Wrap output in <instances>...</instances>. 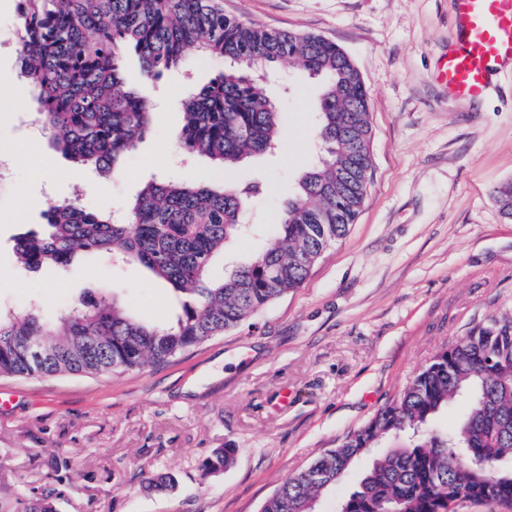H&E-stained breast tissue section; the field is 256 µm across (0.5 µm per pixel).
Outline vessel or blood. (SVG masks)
<instances>
[{"label":"vessel or blood","instance_id":"vessel-or-blood-1","mask_svg":"<svg viewBox=\"0 0 512 512\" xmlns=\"http://www.w3.org/2000/svg\"><path fill=\"white\" fill-rule=\"evenodd\" d=\"M455 47L440 60L437 79L451 99L476 101L492 77L512 65V0H455Z\"/></svg>","mask_w":512,"mask_h":512}]
</instances>
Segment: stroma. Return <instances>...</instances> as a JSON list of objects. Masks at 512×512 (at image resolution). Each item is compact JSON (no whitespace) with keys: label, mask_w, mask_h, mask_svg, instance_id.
Returning a JSON list of instances; mask_svg holds the SVG:
<instances>
[{"label":"stroma","mask_w":512,"mask_h":512,"mask_svg":"<svg viewBox=\"0 0 512 512\" xmlns=\"http://www.w3.org/2000/svg\"><path fill=\"white\" fill-rule=\"evenodd\" d=\"M226 15L266 29L314 33L354 60L369 90L372 179L348 234L300 288L238 329L178 358L120 376H0L16 400L0 411V500L7 489L54 491L59 512H260L288 476L337 447L448 344L493 317H512V217L493 197L512 185V72L477 103L455 101L437 80L455 38L454 0H223ZM224 62L188 51L181 67L146 79L134 52L128 87L153 104L150 130L120 173L79 168L41 139L16 162L35 110L19 83L0 122V306L54 317L85 295L116 299L141 320L167 325L181 309L172 287L109 252L64 270H20L14 238L43 224L49 200L123 211L151 177L219 181L207 158L184 157L181 103ZM281 114L277 156L246 159L231 182H260L245 202L251 224L272 223L317 159L319 87L289 63L269 73ZM49 168H42L41 159ZM230 468L202 463L224 446ZM174 486H144L154 473Z\"/></svg>","instance_id":"35a3bbf8"}]
</instances>
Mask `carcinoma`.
Returning <instances> with one entry per match:
<instances>
[{"mask_svg":"<svg viewBox=\"0 0 512 512\" xmlns=\"http://www.w3.org/2000/svg\"><path fill=\"white\" fill-rule=\"evenodd\" d=\"M127 47L150 80L178 66L190 48L224 60V72L184 100L178 132L187 155L206 156L221 171L282 148L281 112L257 70L293 63L322 82L315 109L321 156L300 174L266 247L222 278L210 265L241 233L244 199L261 191L257 183L153 177L119 216L76 201L51 205L44 231L15 238L25 270L65 268L77 254L110 251L190 300L167 328L92 295L56 318L0 309V375H121L167 363L300 287L364 202L372 129L352 58L319 35L229 18L220 0H19L17 77L33 85L44 134L74 164L107 172L149 131L148 100L125 87ZM458 399L467 401L464 416L451 429L437 428ZM363 458L358 486L337 512H448L454 500L511 506L512 317L478 325L439 351L396 401L284 479L260 512H315ZM233 460L234 449L218 448L204 469L216 473ZM24 512H56L53 495L27 498Z\"/></svg>","mask_w":512,"mask_h":512,"instance_id":"cac0c4a2","label":"carcinoma"}]
</instances>
